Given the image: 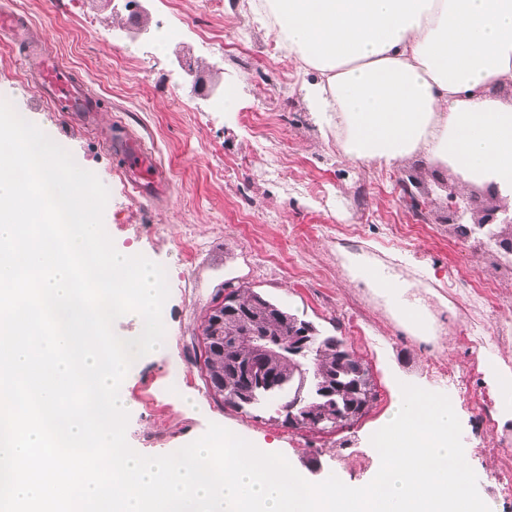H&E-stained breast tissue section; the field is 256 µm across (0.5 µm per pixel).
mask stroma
Segmentation results:
<instances>
[{"label": "stroma", "mask_w": 512, "mask_h": 512, "mask_svg": "<svg viewBox=\"0 0 512 512\" xmlns=\"http://www.w3.org/2000/svg\"><path fill=\"white\" fill-rule=\"evenodd\" d=\"M137 5L148 35L116 47L102 35L130 28L127 0L105 9L94 0H0V9L26 14L30 36L91 87L100 123L139 135L167 173L164 194L128 192L101 140L39 102L22 48L0 33V98L108 188L103 225L115 247L167 273L168 345L121 384L132 403L130 447L167 455L213 422L288 456L308 481L333 474L360 485L379 462L370 438L407 383L453 395L479 493L512 512L493 479L512 469V421L500 423L484 374L489 356L512 369V263L496 247L461 238L451 222L459 199L489 207L494 198L420 155L348 161L305 100L315 72L284 51L252 0H224L218 11L210 0ZM162 25L177 32L163 47ZM181 56L207 84L233 88L235 109L220 110L184 84ZM346 250L419 289L440 323L430 342L408 336L383 300L352 279ZM238 285L342 336L376 385L368 413L343 429H294L272 408L246 412L214 395L197 363L199 336L216 294Z\"/></svg>", "instance_id": "1"}]
</instances>
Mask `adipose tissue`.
Returning <instances> with one entry per match:
<instances>
[{
	"instance_id": "1",
	"label": "adipose tissue",
	"mask_w": 512,
	"mask_h": 512,
	"mask_svg": "<svg viewBox=\"0 0 512 512\" xmlns=\"http://www.w3.org/2000/svg\"><path fill=\"white\" fill-rule=\"evenodd\" d=\"M282 46L317 79L306 88L352 162L425 152L465 186L512 198V0H255ZM419 341L436 331L410 284L344 255Z\"/></svg>"
}]
</instances>
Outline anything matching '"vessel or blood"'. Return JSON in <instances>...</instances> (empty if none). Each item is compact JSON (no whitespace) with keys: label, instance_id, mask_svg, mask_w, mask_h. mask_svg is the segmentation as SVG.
<instances>
[{"label":"vessel or blood","instance_id":"vessel-or-blood-1","mask_svg":"<svg viewBox=\"0 0 512 512\" xmlns=\"http://www.w3.org/2000/svg\"><path fill=\"white\" fill-rule=\"evenodd\" d=\"M28 56L37 75L39 97L69 119L91 121L97 109L96 98L76 73L40 44H29ZM107 147L121 174L136 191L148 195L164 186L166 174L141 139L127 136L108 142Z\"/></svg>","mask_w":512,"mask_h":512}]
</instances>
